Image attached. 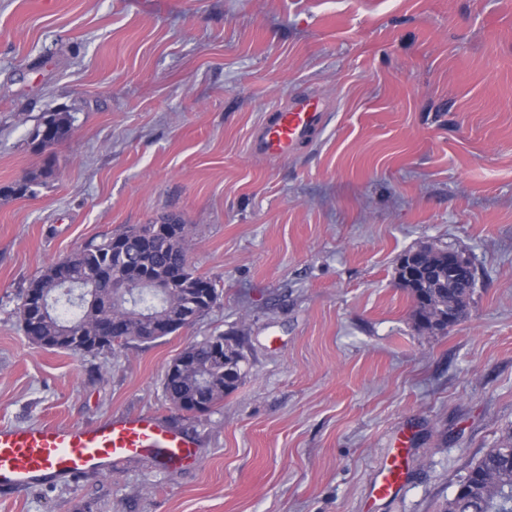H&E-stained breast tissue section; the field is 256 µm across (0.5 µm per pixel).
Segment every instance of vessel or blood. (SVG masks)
Returning <instances> with one entry per match:
<instances>
[{
    "instance_id": "b4317fda",
    "label": "vessel or blood",
    "mask_w": 512,
    "mask_h": 512,
    "mask_svg": "<svg viewBox=\"0 0 512 512\" xmlns=\"http://www.w3.org/2000/svg\"><path fill=\"white\" fill-rule=\"evenodd\" d=\"M328 119L319 100L309 94L297 95L254 128L250 150L269 160L287 159L299 144L322 131ZM137 456L157 457L174 467L187 465L196 460V443L151 415L81 426H0V489L21 493L52 475L75 479ZM403 478L400 461H392L382 475L379 495L394 494Z\"/></svg>"
}]
</instances>
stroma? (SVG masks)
I'll use <instances>...</instances> for the list:
<instances>
[{"instance_id":"35a3bbf8","label":"stroma","mask_w":512,"mask_h":512,"mask_svg":"<svg viewBox=\"0 0 512 512\" xmlns=\"http://www.w3.org/2000/svg\"><path fill=\"white\" fill-rule=\"evenodd\" d=\"M304 92L330 112L318 139L252 155ZM47 112L71 127L40 154ZM172 220L223 291L206 315L84 357L29 343L32 279ZM426 244L478 277L467 319L434 335L395 280ZM221 332L244 382L177 409L168 364ZM138 413L189 434L195 463L129 458L0 492V512H440L512 431V0H0V426ZM397 453L405 483L378 497ZM46 124H52L56 129L55 137L50 140H45L41 136ZM70 124L71 117L67 112H50L43 114L31 132L30 142L39 149V152L50 150L68 134Z\"/></svg>"}]
</instances>
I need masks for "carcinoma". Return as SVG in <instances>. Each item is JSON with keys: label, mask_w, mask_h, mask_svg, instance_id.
<instances>
[{"label": "carcinoma", "mask_w": 512, "mask_h": 512, "mask_svg": "<svg viewBox=\"0 0 512 512\" xmlns=\"http://www.w3.org/2000/svg\"><path fill=\"white\" fill-rule=\"evenodd\" d=\"M71 117L50 112L40 117L30 142L41 152L51 149L69 132ZM190 224H136L91 240L33 279L19 297L17 311L28 340L40 347L49 337H63L54 350L95 355L132 344H152L186 326L170 315L185 311L199 320L220 297L216 281L197 272L189 259ZM414 258L418 277L405 290L414 302L413 318L420 331L445 332L448 310L465 319L476 274L460 268L459 280L448 288L423 285L424 276L448 275V250L426 245L405 252L396 273ZM87 287L93 300L78 302L58 288L59 267ZM117 271L128 284L120 298L112 296L103 272ZM151 280L164 286L160 294L141 287ZM173 361L177 375L165 374L163 393L175 407L207 413L235 391L246 377V356L237 339L219 334L185 347ZM442 512H512V432L489 449L458 484Z\"/></svg>", "instance_id": "1"}]
</instances>
